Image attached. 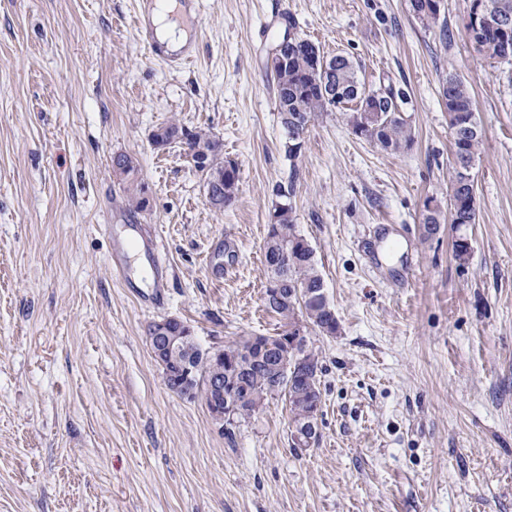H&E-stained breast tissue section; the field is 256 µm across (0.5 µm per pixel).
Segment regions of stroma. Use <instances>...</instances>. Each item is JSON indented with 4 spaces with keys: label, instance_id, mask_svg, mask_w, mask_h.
<instances>
[{
    "label": "stroma",
    "instance_id": "1",
    "mask_svg": "<svg viewBox=\"0 0 512 512\" xmlns=\"http://www.w3.org/2000/svg\"><path fill=\"white\" fill-rule=\"evenodd\" d=\"M470 4L443 0L427 27L409 0H205L192 57L169 67L136 30L152 0H0V512H512V64L470 43ZM289 19L367 87L407 91L410 149L382 152L336 108L288 157L267 58ZM451 73L483 129L472 224L451 221ZM171 120L237 162L229 208L208 206L184 148L152 145ZM118 153L147 211L129 210ZM285 192L338 323L307 336L309 448L282 395L220 428L166 387L148 338L167 318L205 348L279 332L264 243ZM107 224L162 241L164 306L136 259L122 287ZM114 163L118 167H115ZM112 168L115 175L126 184V201L129 208L135 212L146 211L150 206L147 186L139 181L133 159L127 154H116L112 158ZM320 404L317 401L313 402V407L310 411L309 419L304 425L299 426L295 431L294 437L297 446L310 447L314 444V438L317 435V419Z\"/></svg>",
    "mask_w": 512,
    "mask_h": 512
}]
</instances>
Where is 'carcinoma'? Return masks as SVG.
<instances>
[{
	"label": "carcinoma",
	"mask_w": 512,
	"mask_h": 512,
	"mask_svg": "<svg viewBox=\"0 0 512 512\" xmlns=\"http://www.w3.org/2000/svg\"><path fill=\"white\" fill-rule=\"evenodd\" d=\"M413 16L422 24L437 23L439 12L431 7V0H410ZM495 8L488 20L478 28H465V35L475 49L496 62L512 60V29L502 32L505 21L512 22V0H491ZM327 69H322L316 52L309 48L288 47L284 59L277 57L268 62L274 74L278 111L288 134L304 132L311 122L332 109L353 105L347 113L352 133L365 139L382 151L397 154L413 142L411 126L405 117L407 92L388 85L384 88L366 87L357 73L351 57L336 54L326 58ZM372 94L377 98L379 110L366 112L354 106L357 99ZM440 95L448 110V123L453 144L455 177L451 183L452 223L474 224L477 218L474 182L465 176L472 168L483 142V130L476 118V109L469 86L457 74L450 73L440 86ZM155 148L164 149L173 143L186 147L194 168L204 176L206 191L211 198L219 197L223 207L233 204L238 193L239 168L231 159H224L222 143L209 130L189 128L170 121L158 127L151 135ZM117 164L113 172L126 184V201L130 209L143 212L150 206L146 185L139 181L133 159L123 153L112 157ZM293 207L279 203L271 215L265 241L267 279H276L285 295L283 302L271 308L280 315L284 326L304 322L312 329L334 335L337 321L328 298L322 295L323 279L317 268L313 247L304 248L296 232ZM286 252L292 260L286 267L276 266L279 253ZM227 359L235 362L238 379L244 381L255 406H262L272 397L266 383V372L260 366L265 362L282 369L298 368L311 381L313 396L322 398L319 373L321 366L313 351H308L311 362L298 366L299 352L292 347L275 345L263 352L251 344V337L222 346ZM195 371L193 398L211 407L215 394L207 381L224 375V363L210 358L195 345L182 353Z\"/></svg>",
	"instance_id": "carcinoma-1"
}]
</instances>
